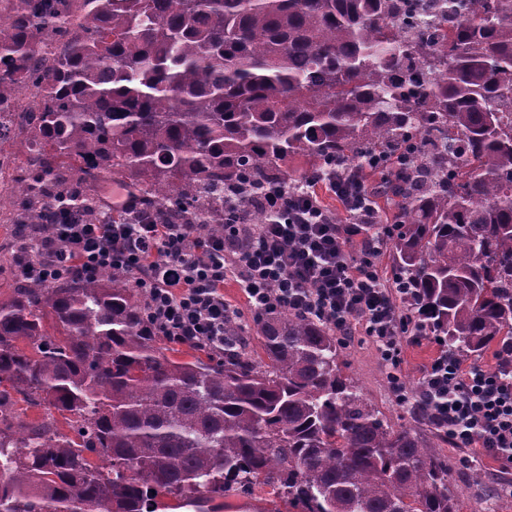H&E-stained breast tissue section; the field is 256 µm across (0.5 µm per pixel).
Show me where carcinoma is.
Instances as JSON below:
<instances>
[{
	"instance_id": "carcinoma-1",
	"label": "carcinoma",
	"mask_w": 512,
	"mask_h": 512,
	"mask_svg": "<svg viewBox=\"0 0 512 512\" xmlns=\"http://www.w3.org/2000/svg\"><path fill=\"white\" fill-rule=\"evenodd\" d=\"M31 79L23 238L53 205L103 216L69 189L104 175L218 234L266 223L250 201L294 186L296 159L326 178L413 147L409 174L375 173L401 217L385 248L405 307L461 361L512 338V0H16L0 105ZM224 339L222 357L168 356L120 271L18 283L0 399L43 414L0 428V512L201 508L258 485L299 512H457L441 445L366 401L330 326L282 308Z\"/></svg>"
}]
</instances>
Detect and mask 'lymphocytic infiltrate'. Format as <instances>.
Returning a JSON list of instances; mask_svg holds the SVG:
<instances>
[{
  "mask_svg": "<svg viewBox=\"0 0 512 512\" xmlns=\"http://www.w3.org/2000/svg\"><path fill=\"white\" fill-rule=\"evenodd\" d=\"M336 196L350 215L340 224L321 199ZM268 211L264 224H235L219 235L197 224L157 219L133 191L116 196L113 210L124 222L51 225L48 239H36L41 258L24 263L26 277L50 282L62 275L96 276L119 269L150 306L159 335L224 349V321L231 309L224 283L238 284L254 313L277 306L326 319L337 336L363 330L375 343L389 390L408 400L398 373L405 346L420 342L399 304V288L377 262L380 243L395 225L379 223L371 192L361 175H339L324 183L306 179L289 190L269 187L256 200ZM358 251H351V244ZM497 368L464 367L447 348L423 370L421 395L431 421L446 429L455 448L512 466V343L496 352Z\"/></svg>",
  "mask_w": 512,
  "mask_h": 512,
  "instance_id": "lymphocytic-infiltrate-1",
  "label": "lymphocytic infiltrate"
}]
</instances>
